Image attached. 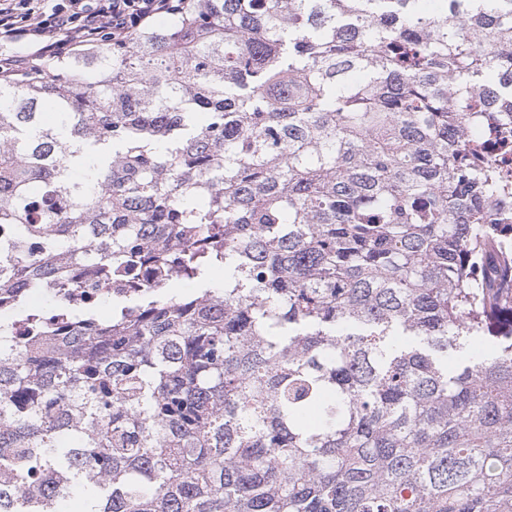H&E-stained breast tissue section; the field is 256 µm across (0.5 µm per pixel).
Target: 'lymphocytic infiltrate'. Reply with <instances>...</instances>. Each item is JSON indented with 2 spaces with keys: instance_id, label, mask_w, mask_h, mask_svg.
Instances as JSON below:
<instances>
[{
  "instance_id": "1",
  "label": "lymphocytic infiltrate",
  "mask_w": 512,
  "mask_h": 512,
  "mask_svg": "<svg viewBox=\"0 0 512 512\" xmlns=\"http://www.w3.org/2000/svg\"><path fill=\"white\" fill-rule=\"evenodd\" d=\"M181 0H0V81L100 43L125 44Z\"/></svg>"
}]
</instances>
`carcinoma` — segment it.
Returning <instances> with one entry per match:
<instances>
[{
  "label": "carcinoma",
  "instance_id": "1",
  "mask_svg": "<svg viewBox=\"0 0 512 512\" xmlns=\"http://www.w3.org/2000/svg\"><path fill=\"white\" fill-rule=\"evenodd\" d=\"M421 2L192 0L0 83L33 331L0 314V512H512V182L478 138L512 142V0ZM82 268L130 288L111 320L26 308Z\"/></svg>",
  "mask_w": 512,
  "mask_h": 512
}]
</instances>
